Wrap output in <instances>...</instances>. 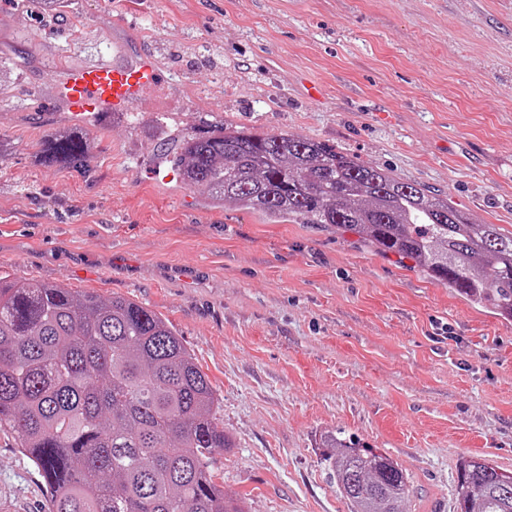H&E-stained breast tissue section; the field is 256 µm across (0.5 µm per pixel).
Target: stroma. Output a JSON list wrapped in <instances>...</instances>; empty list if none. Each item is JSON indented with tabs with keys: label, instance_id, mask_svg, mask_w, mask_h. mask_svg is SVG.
<instances>
[{
	"label": "stroma",
	"instance_id": "stroma-1",
	"mask_svg": "<svg viewBox=\"0 0 512 512\" xmlns=\"http://www.w3.org/2000/svg\"><path fill=\"white\" fill-rule=\"evenodd\" d=\"M100 60L124 15L178 85L137 126L99 120L91 177L35 161L70 115L36 117L0 86V270L121 296L167 319L207 374L233 440L214 456L245 512H347L320 458L337 430L391 456L406 512H453L458 462L512 471V322L411 261L324 224L274 220L169 179L162 150L223 125L308 137L512 231V0H82ZM66 26L0 0V48L48 83ZM224 58L196 63L195 45ZM38 196H30L28 186ZM0 512H48L0 428Z\"/></svg>",
	"mask_w": 512,
	"mask_h": 512
}]
</instances>
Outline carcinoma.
Returning <instances> with one entry per match:
<instances>
[{
	"mask_svg": "<svg viewBox=\"0 0 512 512\" xmlns=\"http://www.w3.org/2000/svg\"><path fill=\"white\" fill-rule=\"evenodd\" d=\"M68 24L61 55L85 39L71 0H41ZM22 77L0 56V85ZM91 138L60 131L36 159L86 172ZM172 163L213 201L357 233L414 260L471 304L512 320V232L476 224L438 194L319 141L225 127L180 136ZM207 375L174 327L142 304L0 272V427L17 435L50 512H244L213 455L231 447ZM321 464L349 512H403L401 466L355 436H321ZM454 512H512V473L458 463Z\"/></svg>",
	"mask_w": 512,
	"mask_h": 512,
	"instance_id": "obj_1",
	"label": "carcinoma"
}]
</instances>
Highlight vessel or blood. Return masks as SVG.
Returning <instances> with one entry per match:
<instances>
[{"mask_svg": "<svg viewBox=\"0 0 512 512\" xmlns=\"http://www.w3.org/2000/svg\"><path fill=\"white\" fill-rule=\"evenodd\" d=\"M51 81L50 111L71 113L82 128L104 112L137 115L151 97L174 90L154 54L136 40L116 46L110 59L58 68Z\"/></svg>", "mask_w": 512, "mask_h": 512, "instance_id": "1", "label": "vessel or blood"}]
</instances>
